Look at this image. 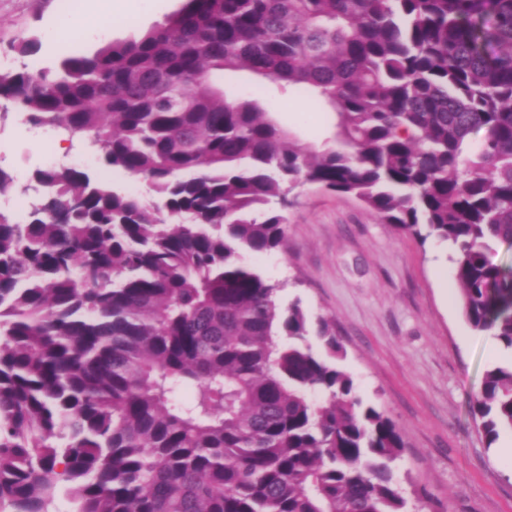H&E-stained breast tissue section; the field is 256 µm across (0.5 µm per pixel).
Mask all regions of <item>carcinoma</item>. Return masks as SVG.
I'll return each instance as SVG.
<instances>
[{
	"label": "carcinoma",
	"instance_id": "cac0c4a2",
	"mask_svg": "<svg viewBox=\"0 0 512 512\" xmlns=\"http://www.w3.org/2000/svg\"><path fill=\"white\" fill-rule=\"evenodd\" d=\"M239 70L329 107L339 146L227 98ZM2 101L162 204L62 164L34 171L27 221L0 214V509L408 512L398 426L246 257L285 245L295 186L352 196L450 245L467 322L512 349L492 248L512 247V0H184L54 68L0 67ZM473 413L489 447L512 431V368Z\"/></svg>",
	"mask_w": 512,
	"mask_h": 512
}]
</instances>
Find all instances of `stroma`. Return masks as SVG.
Masks as SVG:
<instances>
[{"label":"stroma","instance_id":"obj_1","mask_svg":"<svg viewBox=\"0 0 512 512\" xmlns=\"http://www.w3.org/2000/svg\"><path fill=\"white\" fill-rule=\"evenodd\" d=\"M113 0H77L73 34L51 38L62 0H0V55L23 36L39 48L25 64L51 67L73 52L139 36L162 23L180 0H143L134 17L114 19ZM224 93L254 99L302 143L333 140L336 115L282 82L240 71L225 75ZM35 129L13 113L0 117V167L11 171L9 197L41 167ZM285 249L249 258L278 283L281 306L299 304L311 320L334 324L343 369L363 405L384 413L404 443L395 477L420 512H512V458L502 441L487 444L472 405L484 374L512 365V350L465 321L447 244L382 223L358 200L302 186L288 196Z\"/></svg>","mask_w":512,"mask_h":512}]
</instances>
